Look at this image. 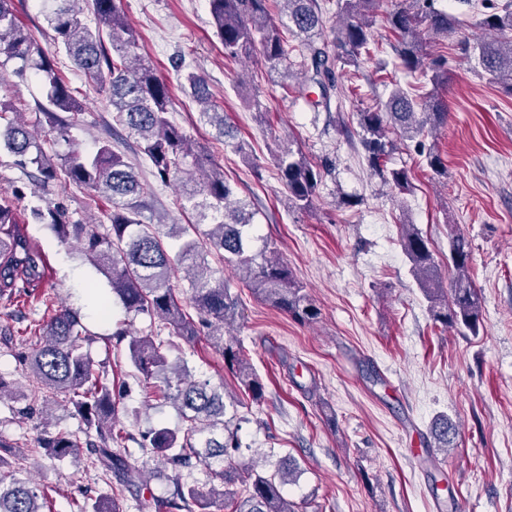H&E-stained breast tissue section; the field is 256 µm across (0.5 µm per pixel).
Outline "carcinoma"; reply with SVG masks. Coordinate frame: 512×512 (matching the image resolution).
<instances>
[{
    "label": "carcinoma",
    "instance_id": "cac0c4a2",
    "mask_svg": "<svg viewBox=\"0 0 512 512\" xmlns=\"http://www.w3.org/2000/svg\"><path fill=\"white\" fill-rule=\"evenodd\" d=\"M45 18L57 42L75 67L104 86L114 112L113 120L138 141L153 176L162 184L178 183L180 207L191 212L189 224H153L142 216L143 184L124 155L106 138L84 153L75 148L64 159L68 181L107 197L112 212L107 224H72L63 210L48 205L40 216L62 239H75L80 250L108 277L112 298L126 312L157 318L185 342L205 340L224 358V367L237 380L239 395L254 402L264 396V385L248 361L238 340H226L239 312L238 294L224 281V270L210 265L208 257L234 271L237 282L260 300L302 324L315 322L320 310L294 278L288 263L272 243L257 233L249 204L234 198L224 169L170 117L171 96L166 82L157 77L149 59L137 53L138 36L128 24L121 0H43ZM86 3L103 28H90L81 19L78 4ZM210 14L229 59L259 52L270 73L288 72L302 95L311 85L320 89L323 104L331 94L342 98L335 79L336 64L357 68L379 49L374 37L378 0H336L334 38L321 40L325 27L319 0H277L288 23H278L270 0H208ZM478 21L486 37L464 41L462 53L473 59L492 83L512 93V3L495 7L482 4ZM386 26L398 36L395 67L406 74L418 73L431 89L417 98L395 86L386 101L356 113L358 137L370 169L399 193L411 191L408 171L385 174L382 165L406 140L425 157L438 175L447 173L438 150L426 146L432 131L448 120L447 105L439 91L448 84V60L426 59L424 41L448 37L454 18L436 6V0H409L385 17ZM298 39V69L289 70L287 42L282 27ZM110 45H105V42ZM30 34L16 20L12 0H0V53L20 61L48 83L47 105L38 106L60 138L80 112L66 81L47 59H32ZM192 96L203 105L200 122L216 132V140L235 142L239 153L245 143L236 139L224 113L213 104L206 82L193 72L186 75ZM69 114L64 119L58 113ZM0 143L18 157V164L36 166L38 186L56 184L57 166L39 149L31 152L34 137L28 125L16 118L0 130ZM286 190L288 208L308 210L318 185L332 166H316L300 150L287 148L275 158ZM0 293L20 281L37 286L48 269L47 258L18 224L13 206L0 202ZM401 245L428 300L434 321L443 326L479 335L483 328L480 295L470 277L471 243L461 234L450 238L448 261L453 276L443 287L428 240L414 224L401 225ZM33 332L40 343L23 355L24 365L43 388L62 395L83 419L85 439L67 432L46 433L40 447L53 458L73 463L85 454L93 456L113 479L112 496L95 498L84 512H119L118 499L129 492L139 497V507L154 512H298L284 487L299 472L296 461H281L272 472L257 463L241 464L236 415L225 418L224 388L192 377L188 366L171 362L162 343L151 334L126 327L112 332L115 344H125L127 359L137 372L145 401L157 394L169 400L187 423L183 436L167 428L140 432L143 453L158 459L171 472L167 496L150 495L145 465L124 449L133 436L119 424L120 393L107 384L105 373L95 368L83 345L89 340L78 312L60 308L37 322ZM164 383L157 390L155 381ZM435 447H455L458 427L446 419L431 428ZM11 446L0 441V512H42L37 486L16 476L9 456ZM213 470L218 484L203 487L184 478L198 465Z\"/></svg>",
    "mask_w": 512,
    "mask_h": 512
}]
</instances>
